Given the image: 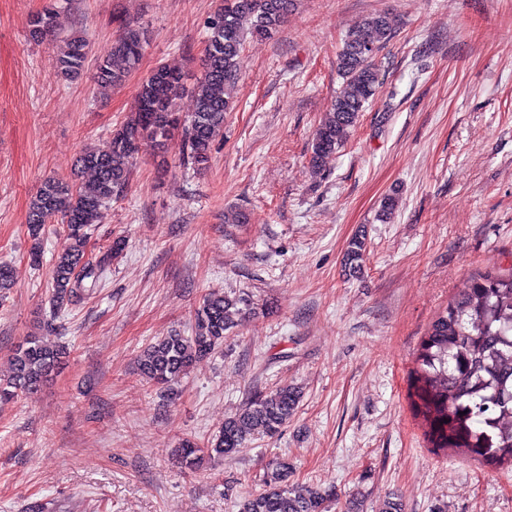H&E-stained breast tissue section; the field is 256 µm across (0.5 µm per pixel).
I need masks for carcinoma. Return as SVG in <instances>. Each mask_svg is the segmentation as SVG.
Wrapping results in <instances>:
<instances>
[{"label":"carcinoma","instance_id":"cac0c4a2","mask_svg":"<svg viewBox=\"0 0 512 512\" xmlns=\"http://www.w3.org/2000/svg\"><path fill=\"white\" fill-rule=\"evenodd\" d=\"M294 9V0H219L205 19L207 31L199 74L192 84L180 69L156 67L138 86L131 115L113 131L101 148L80 154L79 181L48 178L32 198L27 213L34 240L31 263L40 261V237L47 224L60 223L68 241L51 267L50 304L60 312L78 302L77 288L86 279L98 284L123 251L116 238L95 258L87 256L92 226L100 224L112 199L127 187L130 166L150 150L167 164L168 142L179 138V164L204 170L211 148L224 130V116L233 103L238 60L247 38L271 37ZM396 26L386 14L365 19L346 36L337 55L341 85L312 138L309 166L323 170L326 158L347 141L350 131L375 97L379 73L374 58L394 37ZM35 42L62 39L52 63L67 80L78 77L93 52L91 39L81 30L61 36L59 12L51 7L31 19ZM147 45V27L125 22L107 51L96 58L102 88L123 85L139 69ZM193 109L181 112L184 94ZM366 255L362 236L354 237L343 262L348 272L361 269ZM16 268L0 264V293L14 287ZM252 313L250 300L212 293L195 310L189 336L174 332L148 343L137 359L138 375L165 391L179 382L197 360L224 345V339ZM65 347L29 336L15 346L11 372L0 379V402L37 390L60 364ZM414 384L418 404L432 447L463 454L482 464L512 467V427L496 426V419L512 418V273L479 272L468 287L448 301L432 321L416 354ZM302 398L297 387H278L254 394L201 447L185 439L176 456L189 470H201L211 461L232 457L257 436L273 438L295 414ZM337 494L333 486L309 487L292 480L290 464L276 459L266 466L261 488L239 504V512H331Z\"/></svg>","mask_w":512,"mask_h":512}]
</instances>
